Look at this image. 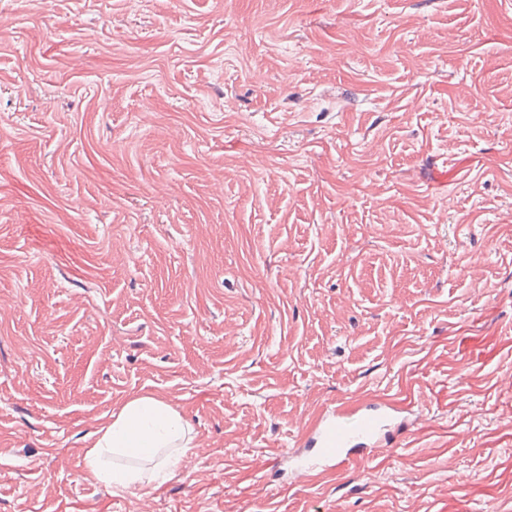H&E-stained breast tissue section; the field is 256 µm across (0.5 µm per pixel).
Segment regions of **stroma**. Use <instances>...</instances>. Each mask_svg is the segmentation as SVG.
<instances>
[{
    "instance_id": "1",
    "label": "stroma",
    "mask_w": 512,
    "mask_h": 512,
    "mask_svg": "<svg viewBox=\"0 0 512 512\" xmlns=\"http://www.w3.org/2000/svg\"><path fill=\"white\" fill-rule=\"evenodd\" d=\"M0 512H512V0H0ZM201 454L88 476L134 396ZM414 415L308 487L333 403Z\"/></svg>"
}]
</instances>
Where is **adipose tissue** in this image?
<instances>
[{"label": "adipose tissue", "mask_w": 512, "mask_h": 512, "mask_svg": "<svg viewBox=\"0 0 512 512\" xmlns=\"http://www.w3.org/2000/svg\"><path fill=\"white\" fill-rule=\"evenodd\" d=\"M194 448L188 422L167 403L151 396L130 399L116 418L102 427L85 454V467L97 480L118 492L148 489L158 480L172 454L187 456ZM149 454L152 468L127 465Z\"/></svg>", "instance_id": "adipose-tissue-1"}]
</instances>
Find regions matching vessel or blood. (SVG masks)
I'll return each mask as SVG.
<instances>
[{
    "label": "vessel or blood",
    "mask_w": 512,
    "mask_h": 512,
    "mask_svg": "<svg viewBox=\"0 0 512 512\" xmlns=\"http://www.w3.org/2000/svg\"><path fill=\"white\" fill-rule=\"evenodd\" d=\"M393 408L367 403L350 409L343 403L326 408L308 438L311 453L295 467L294 476L311 481L329 468L351 461L361 446H389L401 430Z\"/></svg>",
    "instance_id": "obj_1"
}]
</instances>
